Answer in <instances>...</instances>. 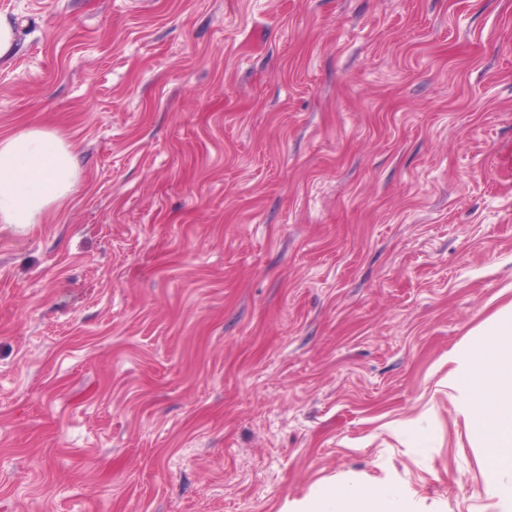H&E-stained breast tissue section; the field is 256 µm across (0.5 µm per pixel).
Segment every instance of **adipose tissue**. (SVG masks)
I'll return each mask as SVG.
<instances>
[{"instance_id": "adipose-tissue-1", "label": "adipose tissue", "mask_w": 512, "mask_h": 512, "mask_svg": "<svg viewBox=\"0 0 512 512\" xmlns=\"http://www.w3.org/2000/svg\"><path fill=\"white\" fill-rule=\"evenodd\" d=\"M76 182L73 148L59 133L34 127L0 137L1 224L37 223L73 193ZM482 334L480 343L449 354L448 388L460 393L457 410L484 448L488 467L506 470L512 468V304L489 319ZM372 497L388 512L406 493L387 485L372 496L351 475L340 489L288 502L282 512H364Z\"/></svg>"}]
</instances>
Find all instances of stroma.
Returning <instances> with one entry per match:
<instances>
[{
  "instance_id": "35a3bbf8",
  "label": "stroma",
  "mask_w": 512,
  "mask_h": 512,
  "mask_svg": "<svg viewBox=\"0 0 512 512\" xmlns=\"http://www.w3.org/2000/svg\"><path fill=\"white\" fill-rule=\"evenodd\" d=\"M0 512H502L448 354L512 303V0H0ZM423 417L416 447L400 430ZM76 182L73 148L56 131L34 127L0 137L1 224H36ZM369 503L367 486L356 476L345 478L339 490L328 489L313 500L289 501L282 512H391L399 510H363Z\"/></svg>"
}]
</instances>
